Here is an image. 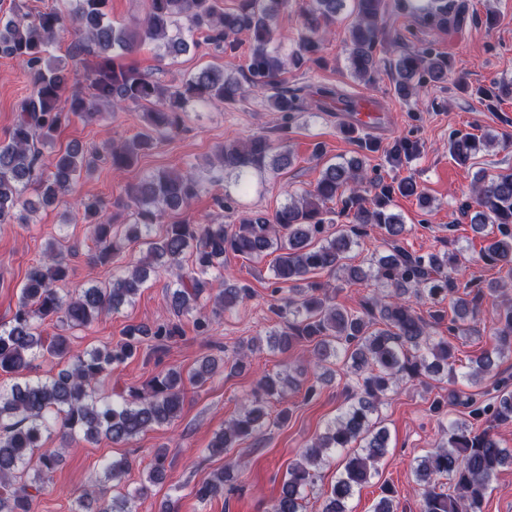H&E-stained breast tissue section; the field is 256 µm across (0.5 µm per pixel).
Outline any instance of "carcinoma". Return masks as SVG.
Masks as SVG:
<instances>
[{"label": "carcinoma", "mask_w": 512, "mask_h": 512, "mask_svg": "<svg viewBox=\"0 0 512 512\" xmlns=\"http://www.w3.org/2000/svg\"><path fill=\"white\" fill-rule=\"evenodd\" d=\"M108 0H66L62 9L31 13L23 0H10L0 8V54L21 61L30 75L32 90L20 103L8 140L0 141V224H23L34 211L25 195L38 185L42 203L61 202L83 174L106 160L112 168L132 166L158 139L180 128L184 112L193 105H235L252 92L274 90L268 103L282 113V131L302 111V100L279 77L287 66L321 65L323 41L331 32L346 0H311L302 14L303 29L297 48L286 57L273 47L277 20L292 0H236L226 10L219 0H148L146 15L129 25H115L106 12ZM394 8L440 28L448 26L451 0H394ZM388 0H353L356 20L350 28L348 64L351 74L366 85L375 82L381 21ZM71 31L70 57L94 54L99 61L87 72L86 88L68 89V63L52 54L58 37ZM224 51H235L238 36L249 37L246 68L240 75L207 66L178 87L147 78L131 67L114 63L112 52L129 54L146 40L164 44L166 55L176 57L199 47L195 35ZM396 93L407 99L424 77L442 82L448 76V59L428 48L409 50L390 63ZM488 103L512 96V83L496 82L480 91ZM152 105L146 112L144 131L100 152L77 145L59 152L53 170L38 172L40 152L36 144H50L63 123L76 118L86 124L103 118L102 106L112 111L130 106ZM490 140L465 135L450 142L449 151L460 165H467ZM420 153L418 142L394 141L385 151L395 169ZM217 166L242 193L249 191L253 176L291 164V152L275 151L265 136L255 135L224 143L216 152ZM363 161L356 158L326 167L316 185L289 200L273 215L254 212L237 224L213 220L205 223L168 224L159 236L152 235L166 211L188 205L210 183L206 176L190 171H158L126 186L125 196L134 208L135 223L127 238L146 246L145 258L112 275L104 284L87 283L65 292L56 288L69 276V258L76 250L65 241H49L42 259L31 266L20 289L9 321L0 324V376L13 383L0 386V512H32L33 504L48 487L53 472L63 460V449L51 448V437L66 445L82 438L104 436L114 444L125 443L147 431L168 424L182 410L183 373L174 368L150 378L142 389L132 388L114 401L97 392L112 367L132 358L142 340L151 337L164 343L180 335L177 319L191 315L197 335L209 336L213 323L224 311L251 294L245 285L224 277V254L247 259L275 255L273 277L278 287L289 284L288 297L272 305L283 326L270 332L268 345L287 351L299 343L312 346L310 362L321 369L306 388L310 398L335 378L332 361L343 360L355 377L351 402L326 426L289 468L271 512H304L307 492L314 488L318 471L333 454L352 449L342 470L324 498L321 512H348L347 502L356 488L378 473V464L389 448L386 428L374 420L382 399L404 380L448 375L454 371L455 348L448 339L435 337L432 328L444 320L440 310L425 320L412 306V299L437 306L452 299L454 316L448 332H463L461 322L475 318L485 294H496L501 285L483 291L470 285L459 291L457 278L461 253L434 252L418 255L404 245L406 226L390 211L393 196H415L420 205L429 198L411 178L377 182L372 197L357 184ZM342 198V214L348 223L336 231L326 230L325 206ZM476 211L471 223L482 230L491 226V238L479 258L488 265L512 272V168L495 175L478 170L471 184ZM81 207L92 242L91 260L106 265L119 257L123 244L112 232L99 199L83 200ZM372 225L383 231V251L369 259L365 268L347 263L352 246ZM190 266L183 265L184 260ZM161 267L178 270L167 297L168 317L151 329L129 327L114 346L76 351L67 332L87 328L102 315L130 305L140 288ZM331 275L341 272L350 281L374 279L378 293L359 311H349L335 301L329 283L307 280L314 271ZM51 322L60 332L42 336L41 326ZM493 347L470 360L463 379L477 384L492 379L495 395L487 403L474 393L455 391L450 399L463 408L462 416L441 428L435 448L416 459L414 477L422 487L419 512H483L486 492L500 468L512 465V449L501 446L490 429H478V421L512 423V378L494 374L497 360L512 355V304L506 303L492 328ZM259 349L257 339L243 342L235 351L230 369L247 366L248 357ZM48 354L65 363L57 375L31 378L33 362ZM215 359L205 356L190 376L196 384L213 374ZM296 378L287 371L263 375L258 388L246 399L237 416L215 432L208 452L222 456L243 438L258 437L271 424V403L280 409L276 422L288 420V389ZM167 449L154 450L145 481L133 490H123L133 463L126 457L103 466L104 481L112 483V496L104 489H85L75 498L72 512H137L130 503L148 495L165 471ZM240 464L229 461L195 490L201 501L224 492L239 477ZM448 480V491L441 488Z\"/></svg>", "instance_id": "obj_1"}]
</instances>
